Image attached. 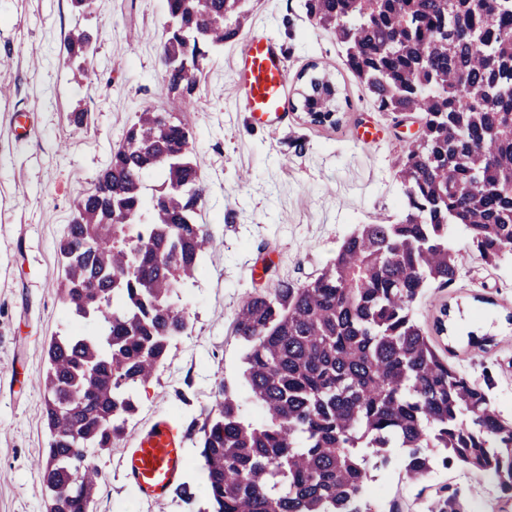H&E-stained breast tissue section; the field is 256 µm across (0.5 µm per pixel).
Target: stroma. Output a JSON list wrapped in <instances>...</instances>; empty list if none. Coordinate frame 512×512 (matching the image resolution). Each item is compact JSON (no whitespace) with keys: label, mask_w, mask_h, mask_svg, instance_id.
<instances>
[{"label":"stroma","mask_w":512,"mask_h":512,"mask_svg":"<svg viewBox=\"0 0 512 512\" xmlns=\"http://www.w3.org/2000/svg\"><path fill=\"white\" fill-rule=\"evenodd\" d=\"M167 24L165 0H94L78 16L70 0H0V512H46L48 493L35 468L45 453L46 350L53 337L75 331L58 293L62 257L57 249L79 198L92 191L137 112L164 106L160 62ZM92 35L88 76L75 81L64 40L74 27ZM243 36L275 38L287 60L286 97L313 75L329 76L337 90V124L311 123L289 111L277 128L255 124L236 91L238 44L210 53L191 108L180 112L189 128L206 187L198 220L215 238L193 284L176 304L187 330L138 393L123 440L96 456L102 481L90 512H206L204 474L193 438H186L182 478L192 503L176 497L142 501L122 472L136 435L169 417L189 428L210 408L218 384L241 397L246 420H262L244 386L243 343L233 332L247 293L285 279L304 283L335 256L356 225L396 220L402 190L398 161L420 129L418 120H394L375 111L368 91L343 63L334 34L310 18L301 0H255ZM84 108L74 126L70 114ZM28 113V131L15 117ZM374 122L379 138L365 145L357 131ZM452 241L459 274L446 288H431L415 308L418 322L436 332L450 361L479 384L512 418V261L485 267L469 251L461 229ZM490 334L486 351L469 334ZM375 512H428L441 487L458 494L461 512H512V501L456 465L436 467L422 482L403 480L397 464L375 473Z\"/></svg>","instance_id":"stroma-1"}]
</instances>
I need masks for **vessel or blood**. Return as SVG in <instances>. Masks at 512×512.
Returning <instances> with one entry per match:
<instances>
[{
	"label": "vessel or blood",
	"mask_w": 512,
	"mask_h": 512,
	"mask_svg": "<svg viewBox=\"0 0 512 512\" xmlns=\"http://www.w3.org/2000/svg\"><path fill=\"white\" fill-rule=\"evenodd\" d=\"M238 93L246 112L256 124L281 121L287 70L285 57L273 38L255 35L246 40L237 58ZM183 432L173 420H158L141 433L129 451L124 474L142 498L165 500L185 467Z\"/></svg>",
	"instance_id": "vessel-or-blood-1"
}]
</instances>
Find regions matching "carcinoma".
I'll list each match as a JSON object with an SVG mask.
<instances>
[{
	"instance_id": "cac0c4a2",
	"label": "carcinoma",
	"mask_w": 512,
	"mask_h": 512,
	"mask_svg": "<svg viewBox=\"0 0 512 512\" xmlns=\"http://www.w3.org/2000/svg\"><path fill=\"white\" fill-rule=\"evenodd\" d=\"M253 0H166L163 83L190 103L211 50L238 36ZM379 112L417 118L398 163L401 214L359 224L311 281L242 302L234 333L263 422L222 385L195 442L207 512H373L370 471L400 453L410 482L439 464L512 493V418L457 369L415 317L458 273L454 226L486 264L512 256V0H304ZM91 34H69L86 60ZM329 85L304 108L324 123ZM190 133L172 110L137 113L60 242L62 303L84 329L48 349L37 464L47 512H89L95 453L125 434L135 394L187 330L171 303L213 236Z\"/></svg>"
}]
</instances>
